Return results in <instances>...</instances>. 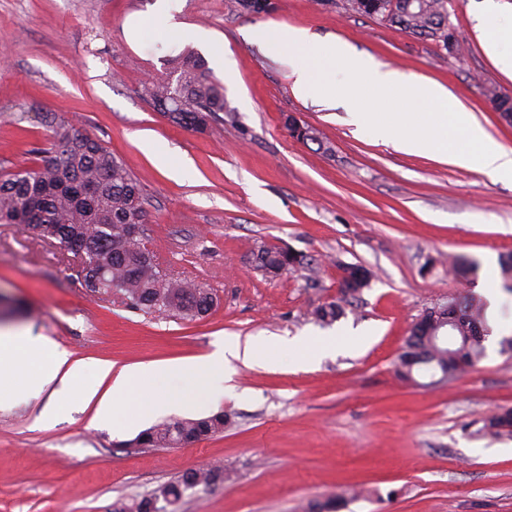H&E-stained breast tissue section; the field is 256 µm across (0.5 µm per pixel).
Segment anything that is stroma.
<instances>
[{"instance_id": "1", "label": "stroma", "mask_w": 512, "mask_h": 512, "mask_svg": "<svg viewBox=\"0 0 512 512\" xmlns=\"http://www.w3.org/2000/svg\"><path fill=\"white\" fill-rule=\"evenodd\" d=\"M155 0H0V171L37 165L42 116L55 112L90 134L138 179L153 249L168 273L204 284L215 298L202 317L132 308L116 291L90 292L72 253L15 224H0V329L44 336L84 360L160 369L157 407L116 430L78 400L41 412L49 392L17 381L0 402V512H112L185 471L218 462L230 478L187 491L178 512H305L308 502L361 485L340 512H512V436L483 438L489 415L512 408V293L498 262L512 253V183L473 168L408 155L293 91L287 59L250 36L259 25L299 26L337 37L407 77L435 80L512 151V126L485 94H512L475 27L483 0H448L463 45L452 55L428 37L358 14L348 0H270L262 14L237 0H182L179 20L204 30L195 44L224 85V110L199 133L172 124L142 97L166 68L153 35L139 48L124 22ZM317 129L328 151L294 140L286 116ZM292 249L305 266L270 278L259 246ZM477 265L469 281L443 260ZM372 279L342 294L343 268ZM485 358L457 379L426 388L402 380L396 359L428 308L485 297ZM341 301L323 324L312 311ZM342 333L345 345L315 367H239L237 393L218 402L162 400L180 386L184 361L251 336ZM223 412V433L188 446L138 447L154 425Z\"/></svg>"}]
</instances>
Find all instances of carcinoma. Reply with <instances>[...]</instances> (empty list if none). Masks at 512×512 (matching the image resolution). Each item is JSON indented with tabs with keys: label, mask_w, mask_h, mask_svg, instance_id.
I'll list each match as a JSON object with an SVG mask.
<instances>
[{
	"label": "carcinoma",
	"mask_w": 512,
	"mask_h": 512,
	"mask_svg": "<svg viewBox=\"0 0 512 512\" xmlns=\"http://www.w3.org/2000/svg\"><path fill=\"white\" fill-rule=\"evenodd\" d=\"M445 0H425L423 9L401 10L389 15V0H350L351 9L376 18L391 27L418 36L435 37L442 23L439 11ZM164 78L143 88L144 100L170 122L188 130L204 131L210 119L224 111V85L214 77L208 63L198 53L186 49L167 59ZM499 113H512V95L486 88ZM43 121L52 132L50 147L37 151L39 163L32 168L6 172L0 176V224H20L40 228V235L59 241L66 250L86 256L84 285L91 291L121 287L132 306L165 315L196 318L211 308L213 298L202 284L175 279L136 243L127 241L116 249L113 238L125 224L147 223L141 185L125 166L102 144L64 119L45 113ZM303 264L290 262L280 249H263L256 269L267 276ZM474 263L454 258L448 274L467 280L475 272ZM344 279L352 280V292L368 287L371 274L360 266L344 268ZM343 309L330 302L313 311L319 322L337 320ZM451 329L458 341L446 348L434 342ZM490 333L486 303L477 298L452 300L426 310L420 316L418 332L410 333L397 358V373L406 381L416 375L432 377L428 385L446 384L485 356L484 341ZM224 431V414L197 419L159 423L143 432L147 446L172 445L182 437L195 440ZM481 431L490 438L512 435V408H503L484 420ZM357 491L343 490L336 501L314 503L307 512H330L339 508L346 496Z\"/></svg>",
	"instance_id": "carcinoma-1"
}]
</instances>
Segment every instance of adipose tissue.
I'll return each mask as SVG.
<instances>
[{
    "label": "adipose tissue",
    "instance_id": "adipose-tissue-1",
    "mask_svg": "<svg viewBox=\"0 0 512 512\" xmlns=\"http://www.w3.org/2000/svg\"><path fill=\"white\" fill-rule=\"evenodd\" d=\"M178 0H157L155 10L148 15L132 18L126 26V37L131 44H139L144 32H151L157 40L181 46L196 41L200 33L192 26L177 21ZM478 28L484 49L495 65L507 77L512 78V18L495 14L480 19ZM336 337L317 339H288L285 336L250 338L231 341L217 347L201 358L184 362L179 371L182 387L166 398L168 406L176 408L187 398L200 394L205 377L219 372L225 382H232L238 365L266 364L276 352L295 351L293 364L298 369L314 366L322 353L335 348ZM28 357L47 359L49 373L25 372L24 360ZM26 374L27 383L35 390H43L51 383H58L56 400L72 397L81 402L95 404V417L111 422L113 428L123 429L146 411L145 396L154 384L156 371L149 367L98 364L95 371H88L83 361L71 358L66 350L38 336H0V388L13 385L19 374ZM95 375L97 382L108 383L106 394H98L86 384L87 375Z\"/></svg>",
    "mask_w": 512,
    "mask_h": 512
}]
</instances>
